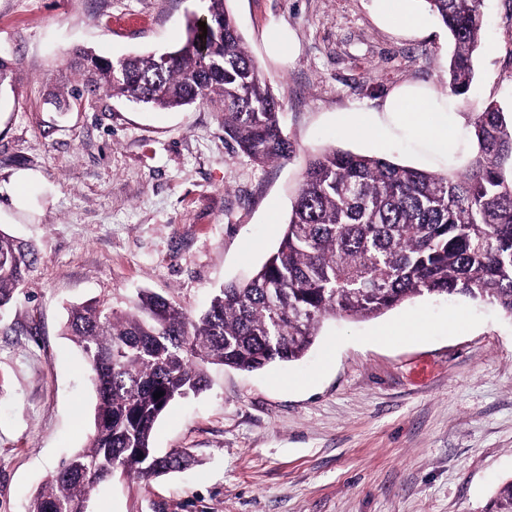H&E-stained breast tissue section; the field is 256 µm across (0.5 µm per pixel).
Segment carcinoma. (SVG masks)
I'll use <instances>...</instances> for the list:
<instances>
[{"mask_svg":"<svg viewBox=\"0 0 512 512\" xmlns=\"http://www.w3.org/2000/svg\"><path fill=\"white\" fill-rule=\"evenodd\" d=\"M174 50L102 59L80 53L82 88L152 108L193 104L221 113L224 139L254 164L286 160L293 144L274 96L239 32L229 0H203ZM454 44L448 87L465 94L484 0H423ZM206 18V28L198 26ZM206 37L199 38V35ZM478 153L461 173L438 174L330 147L302 173L276 252L247 281L224 285L197 316L141 290L124 312L96 302L67 310L96 396L92 429L31 500L27 512H87L116 472L147 480L193 462L155 452L158 419L208 387L212 365L240 371L300 359L329 318L366 319L424 294L461 295L512 318V119L489 102L475 113ZM0 309L36 262L32 245L0 229ZM164 392L156 399L153 394ZM491 512H512V479Z\"/></svg>","mask_w":512,"mask_h":512,"instance_id":"carcinoma-1","label":"carcinoma"}]
</instances>
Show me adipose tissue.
<instances>
[{
	"label": "adipose tissue",
	"mask_w": 512,
	"mask_h": 512,
	"mask_svg": "<svg viewBox=\"0 0 512 512\" xmlns=\"http://www.w3.org/2000/svg\"><path fill=\"white\" fill-rule=\"evenodd\" d=\"M454 98L438 99L428 91L402 85L393 89L380 107L356 116L349 130L356 136H370L384 143L392 130H410L421 136L435 154H455L462 142L460 131L449 130L444 118L456 112Z\"/></svg>",
	"instance_id": "adipose-tissue-1"
}]
</instances>
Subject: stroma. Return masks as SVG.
I'll return each mask as SVG.
<instances>
[{
  "mask_svg": "<svg viewBox=\"0 0 512 512\" xmlns=\"http://www.w3.org/2000/svg\"><path fill=\"white\" fill-rule=\"evenodd\" d=\"M424 31L382 25L375 0H230L244 42L284 105L290 161L258 167L205 105L158 111L81 85L77 50L105 59L174 49L200 0H0V229L31 243L29 283L0 311V512H24L83 447L95 395L69 305L127 309L138 290L199 315L225 283L275 251L310 155L335 146L435 173L459 171L409 133L351 135L352 112L404 82L449 94L447 30L407 0ZM475 78L454 115L466 159L477 107L512 108V0H485ZM38 182L15 204L12 180ZM158 420L159 452L195 466L150 480L114 475L91 512H485L512 478V318L467 297L424 295L379 316L324 322L307 355L243 372Z\"/></svg>",
  "mask_w": 512,
  "mask_h": 512,
  "instance_id": "obj_1",
  "label": "stroma"
}]
</instances>
